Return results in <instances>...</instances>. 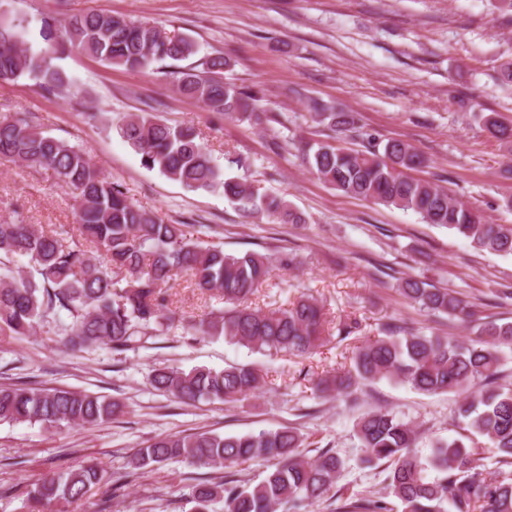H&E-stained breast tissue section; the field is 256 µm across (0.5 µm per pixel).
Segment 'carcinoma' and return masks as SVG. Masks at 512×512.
<instances>
[{"label":"carcinoma","mask_w":512,"mask_h":512,"mask_svg":"<svg viewBox=\"0 0 512 512\" xmlns=\"http://www.w3.org/2000/svg\"><path fill=\"white\" fill-rule=\"evenodd\" d=\"M51 48L29 52L18 47L22 27L0 18V79L28 77L42 89L68 83L56 54L78 50L111 67L144 70L166 59L187 60L198 53L192 39L172 35L150 23L122 15L90 12L41 30ZM229 66L222 56L171 73V90L202 102L211 111L239 120L263 122L257 94L224 83ZM309 110L336 133L356 131L354 113L334 110L312 99ZM475 119L512 155V124L496 112ZM120 134L140 154L142 164L157 169L190 190L221 192L248 214L265 213L280 221L304 219L273 195L259 194L236 178L224 177L204 147L200 132L189 123L168 124L142 113L127 118ZM0 157L57 173L71 191L76 231L84 249L64 232L34 224L0 223V333L30 335L50 318L65 312L73 319L67 343L73 347L105 345L114 352L134 350L156 332L181 328L196 335L224 337L251 351L303 357L322 344L324 313L316 299L302 296L287 307L267 312L247 301L268 279L269 257L254 251L227 254L187 236L182 224H169L157 213L134 204L124 187L104 176L86 153L52 137L18 117L0 119ZM303 161L336 190L374 204L412 211L423 222L444 227L493 254L512 255V225L491 224L479 212L452 201L440 186L410 177L426 166L411 144L390 138H368L359 151L320 142ZM25 259L28 267L17 265ZM188 274L196 288L224 306L198 321L169 308L168 291L177 277ZM400 293L419 310L444 314L461 324L476 322V313L462 297L427 282L406 278ZM476 336L459 341L421 331L389 329L357 347L345 371L328 373L314 383L315 392L350 397L361 385L382 379L422 394L459 397L458 421L469 434L436 441L428 457L414 451L418 433L390 411L362 413L354 430L361 463L386 465L387 494L370 498L339 494L336 512H512V388L498 384L506 352L512 351V322L481 323ZM152 387L185 404H234L260 392L265 379L250 364L216 370L163 366L153 370ZM120 404L95 394L64 388L0 384V421L95 426L112 420ZM486 439L497 455L499 471L490 476L483 448ZM303 436L293 427L239 435L199 432L148 440L130 460L143 469L182 457L194 464L222 469L253 461L271 463L258 483L200 481L189 487L194 512H209L224 499V512H308L336 484L345 465L331 450L305 457ZM112 477L94 465L47 475L28 496L37 512L82 499Z\"/></svg>","instance_id":"carcinoma-1"}]
</instances>
